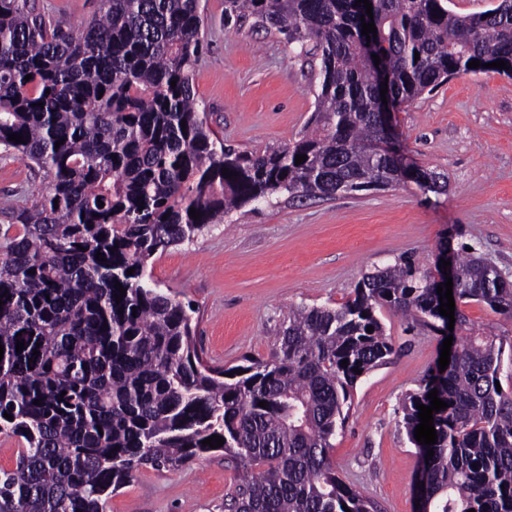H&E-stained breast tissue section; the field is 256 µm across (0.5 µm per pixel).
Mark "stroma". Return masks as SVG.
<instances>
[{"instance_id": "1", "label": "stroma", "mask_w": 512, "mask_h": 512, "mask_svg": "<svg viewBox=\"0 0 512 512\" xmlns=\"http://www.w3.org/2000/svg\"><path fill=\"white\" fill-rule=\"evenodd\" d=\"M202 51L194 91L225 144L262 151L301 137L317 76L277 33L225 22L224 0H201ZM406 163L444 174L437 192L406 180L333 199L281 193L156 255L148 272L162 290L193 301L195 339L211 364L269 360L292 307H334L362 277L410 260L434 269L442 246L494 264L512 282V77L455 76L392 116ZM43 178L0 152V197L31 204ZM464 336L503 346V389L512 388V315L463 305ZM379 318L394 351L358 379L330 456L381 512H418L420 463L401 424L440 353L439 336L389 310ZM233 470L220 452L176 471L145 469L113 494L107 512H225Z\"/></svg>"}]
</instances>
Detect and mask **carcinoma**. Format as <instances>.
Wrapping results in <instances>:
<instances>
[{
    "label": "carcinoma",
    "mask_w": 512,
    "mask_h": 512,
    "mask_svg": "<svg viewBox=\"0 0 512 512\" xmlns=\"http://www.w3.org/2000/svg\"><path fill=\"white\" fill-rule=\"evenodd\" d=\"M374 2L394 105L469 72L472 59L481 71L503 60L509 69L498 73L512 75V15H461L449 0ZM246 17L296 45L319 76L313 129L263 152L224 145L195 98L200 0H101L84 25L0 0V147L46 181L30 207L0 202V434L25 442L15 468L0 473V512H106L137 472L182 468L211 451L201 441L213 435L239 472L228 512H379L336 470L331 439L348 416L353 368L365 375L392 354L377 311L448 331L436 273L407 261L368 273L339 306L292 311L273 359L232 369L200 356L192 303L148 279L154 256L233 209L400 182L361 6L224 0V20ZM298 155L307 160L295 164ZM454 265L456 304L512 313V283L495 266L475 255ZM452 346L447 369L402 407L420 495L429 512H512V394L496 389L502 346L488 337ZM434 388L448 407L433 413L428 446L415 439L416 405H430Z\"/></svg>",
    "instance_id": "obj_1"
}]
</instances>
